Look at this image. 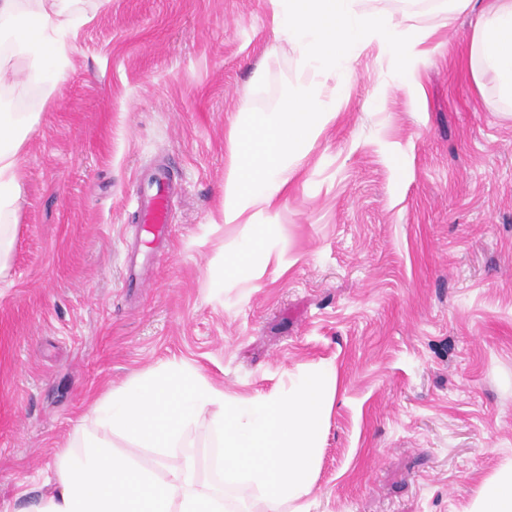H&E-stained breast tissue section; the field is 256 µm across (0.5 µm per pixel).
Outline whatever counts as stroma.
Masks as SVG:
<instances>
[{
	"label": "stroma",
	"instance_id": "obj_1",
	"mask_svg": "<svg viewBox=\"0 0 512 512\" xmlns=\"http://www.w3.org/2000/svg\"><path fill=\"white\" fill-rule=\"evenodd\" d=\"M66 7L85 19L66 63L19 55L6 74L37 121L0 273V512L45 493L91 404L171 363L244 397L335 370L308 512H464L512 461V118L471 76L477 12L434 35L416 99L365 48L281 207L228 224L240 101L271 111L303 76L271 0ZM157 166L162 260L135 219ZM220 443L206 413L175 455L217 482Z\"/></svg>",
	"mask_w": 512,
	"mask_h": 512
}]
</instances>
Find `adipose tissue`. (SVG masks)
<instances>
[{
	"label": "adipose tissue",
	"instance_id": "obj_1",
	"mask_svg": "<svg viewBox=\"0 0 512 512\" xmlns=\"http://www.w3.org/2000/svg\"><path fill=\"white\" fill-rule=\"evenodd\" d=\"M275 38L295 49L308 79L292 83L288 98L257 118L250 100L238 108L232 138L234 166L224 187V221L242 223L252 209L277 208L290 162L336 116V85L346 84L363 46L374 43L412 84L432 59L425 44L475 0H435L425 12L367 8L365 0H272ZM76 26L55 0H0V33L14 53L66 55ZM474 82L495 80L497 98L512 112V0H489L470 41ZM29 113H0V273L14 242L20 159ZM336 376L319 368L300 375L288 394L239 398L212 385L201 371L170 366L113 389L89 409L95 423L141 447L164 453L178 447L187 426L216 409L222 431V484L197 479L192 466L147 467L117 453L111 442L85 434L66 448L47 496L24 512H288L310 493L319 440L331 410ZM466 512H512V463L486 479Z\"/></svg>",
	"mask_w": 512,
	"mask_h": 512
}]
</instances>
